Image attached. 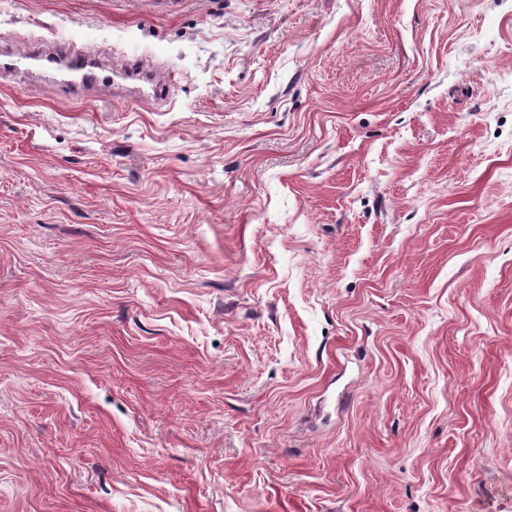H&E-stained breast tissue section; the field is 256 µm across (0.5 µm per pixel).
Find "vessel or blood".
I'll use <instances>...</instances> for the list:
<instances>
[{
  "label": "vessel or blood",
  "mask_w": 512,
  "mask_h": 512,
  "mask_svg": "<svg viewBox=\"0 0 512 512\" xmlns=\"http://www.w3.org/2000/svg\"><path fill=\"white\" fill-rule=\"evenodd\" d=\"M34 70L47 85L73 96L90 93L108 80L100 60L70 42L43 39L20 53L0 52V75L28 74ZM119 76L134 84L128 93L131 102L147 100L163 105L171 98L169 83L145 64L122 62Z\"/></svg>",
  "instance_id": "vessel-or-blood-1"
}]
</instances>
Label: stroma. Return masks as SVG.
I'll use <instances>...</instances> for the list:
<instances>
[{
  "label": "stroma",
  "instance_id": "stroma-1",
  "mask_svg": "<svg viewBox=\"0 0 512 512\" xmlns=\"http://www.w3.org/2000/svg\"><path fill=\"white\" fill-rule=\"evenodd\" d=\"M172 107L0 81V512H512V0H0ZM112 72V86L115 84L114 76L123 80L140 82L141 86L134 87L126 94L131 102L137 103L142 100L164 105L171 99V87L169 83L158 75V72L144 63L138 61H124L121 64V71Z\"/></svg>",
  "mask_w": 512,
  "mask_h": 512
}]
</instances>
